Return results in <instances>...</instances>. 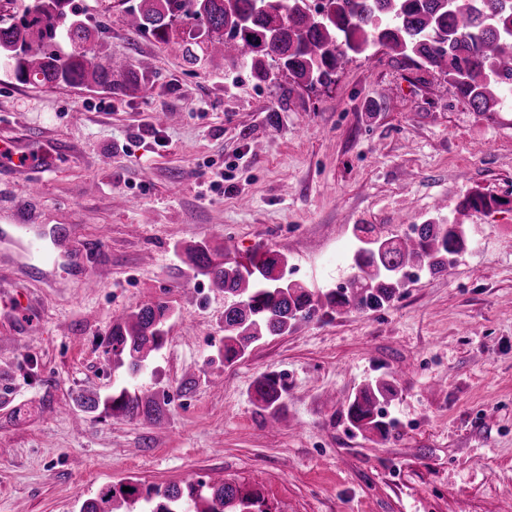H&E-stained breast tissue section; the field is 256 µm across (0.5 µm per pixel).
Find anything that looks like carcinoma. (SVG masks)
<instances>
[{
    "label": "carcinoma",
    "instance_id": "carcinoma-1",
    "mask_svg": "<svg viewBox=\"0 0 512 512\" xmlns=\"http://www.w3.org/2000/svg\"><path fill=\"white\" fill-rule=\"evenodd\" d=\"M131 0L124 17L131 33L148 34L174 46L185 61H211L218 50L230 51V66L248 65L259 81L288 78L282 95L296 86L314 88L335 82L349 54L384 46L418 67L441 75L476 112L489 118L512 94V0ZM206 22L205 33H199ZM97 31L80 19L72 0H0V60L22 84L80 86L112 91L136 80L130 68L112 69L111 57L93 49ZM502 204L493 194L475 191L458 213L490 210ZM465 224L428 221L411 225V233L388 238L374 251L360 236L379 233L373 224L354 227V274L343 288L315 293L299 283L283 287L285 255L255 252L229 265L211 258L209 248L187 249L193 270L224 291V350L218 360L232 365L257 342L284 336L300 322L329 316L344 308L374 310L388 305L405 272L418 268L432 275L448 270V257L468 246ZM169 305H145L112 325L107 337L115 369L131 375L147 370L165 343ZM285 387L273 374L253 387L256 407L277 418ZM389 387L365 386L348 403L347 417L358 431L388 432L379 409ZM167 396L136 383H119L112 393L82 396V413L100 412L119 419L162 422ZM130 491L125 492L123 488ZM275 512L254 488L222 481L207 484H144L123 479L82 501L79 512Z\"/></svg>",
    "mask_w": 512,
    "mask_h": 512
}]
</instances>
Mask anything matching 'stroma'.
<instances>
[{
	"label": "stroma",
	"instance_id": "35a3bbf8",
	"mask_svg": "<svg viewBox=\"0 0 512 512\" xmlns=\"http://www.w3.org/2000/svg\"><path fill=\"white\" fill-rule=\"evenodd\" d=\"M75 2L102 31L95 50L147 68L155 90L32 87L0 68V140L68 147L49 167L0 169V225L71 229L50 267L0 242V512H79L124 478L254 485L277 512H501L512 500V103L486 118L436 72L376 48L285 102L249 68L189 66L132 35L105 0ZM159 111L168 124L154 123ZM475 190L505 204L470 216L452 276L422 275L387 307L301 323L213 363L224 294L192 270L187 246L284 252L286 278L324 292L353 273L355 225L399 235L400 215L450 220ZM158 301L173 315L143 383L170 396L162 424L77 411V395L112 391L114 311ZM267 374L286 386L275 433L252 402ZM376 382L394 390L383 436L346 416Z\"/></svg>",
	"mask_w": 512,
	"mask_h": 512
}]
</instances>
